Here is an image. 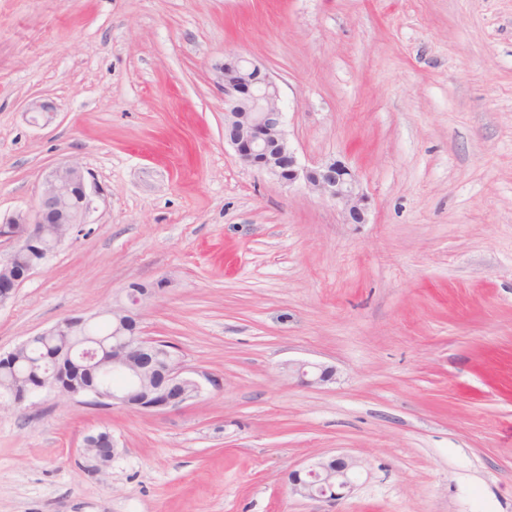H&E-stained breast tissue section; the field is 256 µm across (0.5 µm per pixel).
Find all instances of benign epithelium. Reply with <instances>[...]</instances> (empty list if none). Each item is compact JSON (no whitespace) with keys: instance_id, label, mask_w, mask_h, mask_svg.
<instances>
[{"instance_id":"1","label":"benign epithelium","mask_w":512,"mask_h":512,"mask_svg":"<svg viewBox=\"0 0 512 512\" xmlns=\"http://www.w3.org/2000/svg\"><path fill=\"white\" fill-rule=\"evenodd\" d=\"M214 83L224 96V139L246 165L265 173L285 186L304 180L320 198L342 207L353 224L366 223L365 198L355 173L333 160L317 168H300L285 131L284 112L277 83L259 65L238 55H229L214 70ZM94 192L84 170L75 162H63L47 175L37 200L29 209L14 211L0 221V241L11 244V251L39 249L45 241L47 225L66 228L52 233V249H57L73 228L87 223L93 210ZM40 268L31 265L20 274L0 275V307L9 303L20 286ZM149 294L130 295L127 302L116 304L98 314L112 321L116 340L102 356L93 345L80 351V358L93 365L98 381L85 392L64 395L76 403L131 409L128 401L133 391L144 392L138 411L158 412L179 408L190 402L185 388L198 399L206 386L218 385L209 372L187 366L174 346H157V340L145 335L141 305ZM94 322L92 317L64 319L40 332L42 336L64 333L81 335ZM121 372L127 378L123 389H112L103 382L109 372ZM288 375L307 386H323L334 380V371L317 363L288 365ZM62 375L58 363L28 374L33 387L30 396L54 388V378ZM116 452L112 435L99 432L85 437L82 453L93 462L91 470L107 467ZM365 470L359 457L340 454L321 456L303 469L288 473V487L294 495L313 500L337 501L348 496Z\"/></svg>"}]
</instances>
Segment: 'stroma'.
Here are the masks:
<instances>
[{
  "instance_id": "35a3bbf8",
  "label": "stroma",
  "mask_w": 512,
  "mask_h": 512,
  "mask_svg": "<svg viewBox=\"0 0 512 512\" xmlns=\"http://www.w3.org/2000/svg\"><path fill=\"white\" fill-rule=\"evenodd\" d=\"M230 54L277 83L301 166L356 171L366 223L238 160ZM67 160L95 209L0 308V353L139 283L147 334L220 385L0 412V512H512V0H0V219ZM333 454L366 483L290 493ZM287 371L288 376L297 377L301 383L310 387L323 386L335 379L332 368L317 363H288ZM116 444L112 435L108 432H99L85 437L82 453L84 457L94 464L91 465L93 472H99L107 467L116 452ZM364 470V460L356 456H321L303 469L290 471L288 487L301 498L337 501L355 489Z\"/></svg>"
}]
</instances>
